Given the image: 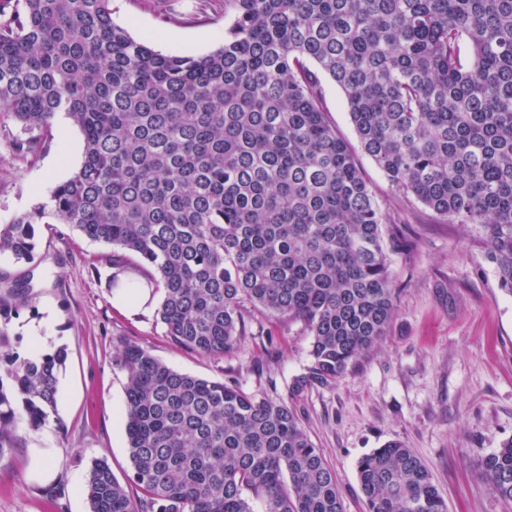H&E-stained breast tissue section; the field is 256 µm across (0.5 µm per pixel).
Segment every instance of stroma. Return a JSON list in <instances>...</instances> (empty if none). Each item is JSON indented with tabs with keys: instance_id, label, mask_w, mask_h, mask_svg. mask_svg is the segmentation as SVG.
Masks as SVG:
<instances>
[{
	"instance_id": "stroma-1",
	"label": "stroma",
	"mask_w": 512,
	"mask_h": 512,
	"mask_svg": "<svg viewBox=\"0 0 512 512\" xmlns=\"http://www.w3.org/2000/svg\"><path fill=\"white\" fill-rule=\"evenodd\" d=\"M114 20L163 54L202 55L224 41L223 0H112ZM328 118L350 145L374 200L411 246L391 257L399 289L387 336L329 387L290 398L292 378L311 363V338L301 324L252 311L237 351L215 360L178 348L152 309L132 315L112 303L110 246L66 224H39L34 263L0 255V288L28 282L26 305L7 313L21 352L39 328L45 351L66 346L57 412L38 428L18 424L12 447L0 450V512H90L83 493L93 460L108 462L119 482L132 467L122 411L123 372L116 349L140 345L163 363L249 393L292 400L310 439L335 470L344 512H366L357 475L364 454L402 441L429 468L448 512H512L482 474L484 458L512 438V296L498 286L493 265L472 234L399 193L365 154L345 92L322 81ZM38 138L0 112V224L48 200L83 160V137L65 117L36 153L18 141ZM61 459L54 481L32 478L31 451Z\"/></svg>"
}]
</instances>
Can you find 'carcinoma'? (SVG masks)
Here are the masks:
<instances>
[{"label": "carcinoma", "instance_id": "carcinoma-1", "mask_svg": "<svg viewBox=\"0 0 512 512\" xmlns=\"http://www.w3.org/2000/svg\"><path fill=\"white\" fill-rule=\"evenodd\" d=\"M224 43L165 55L112 0H0V112L46 134L63 113L84 158L47 203L0 225V254L35 259L34 225L67 224L163 290L178 347L222 359L248 308L298 322L327 387L389 332L396 284L383 224L319 74L347 96L362 149L400 192L472 227L512 296V0H224ZM27 303L26 286L0 311ZM67 349L23 356L0 324V449L56 412ZM126 375L130 495L101 459L90 512H343L336 473L284 401L181 373L139 345ZM483 474L512 501V439ZM367 512H447L414 452L357 462Z\"/></svg>", "mask_w": 512, "mask_h": 512}]
</instances>
